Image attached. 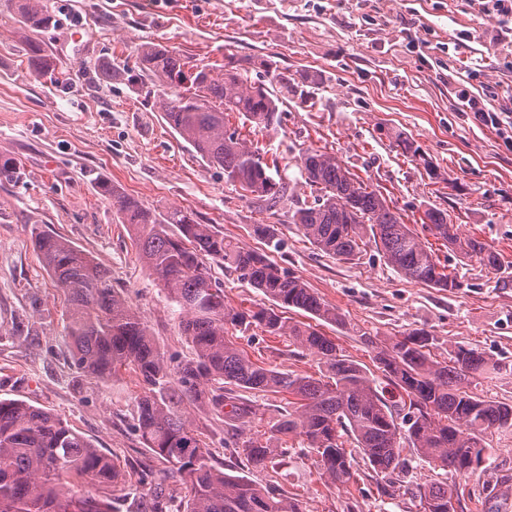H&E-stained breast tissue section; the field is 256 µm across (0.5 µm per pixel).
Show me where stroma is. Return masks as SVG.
I'll return each mask as SVG.
<instances>
[{
    "instance_id": "1",
    "label": "stroma",
    "mask_w": 512,
    "mask_h": 512,
    "mask_svg": "<svg viewBox=\"0 0 512 512\" xmlns=\"http://www.w3.org/2000/svg\"><path fill=\"white\" fill-rule=\"evenodd\" d=\"M45 2L55 22L37 34L20 19L21 0H0V160L19 159L24 169L21 182L0 183L1 399L50 410L127 466H165L133 429L135 377L125 373L102 386L72 366L65 295L34 249L38 226L94 255L167 358L189 355L178 314L98 189L100 177L156 213L191 209L201 223L252 249L265 247L254 225H273L285 247L272 259L336 307L345 323L324 331L368 372L377 365L364 336L421 328L434 336L437 357L464 345L512 361V145L468 120L461 102L467 95L493 111L512 110V15L482 14L476 0ZM36 42L70 72L67 83L35 72ZM151 42L193 64H220L232 53L268 56L289 72L313 74L307 103L283 95L279 127L254 134V141L288 165L292 177L302 151L336 155L393 202L455 272L458 288L402 278L371 243L358 259L337 260L289 224L287 211L266 212L226 185L223 173L167 126L155 80L145 75L133 86L123 79V72L137 70L140 45ZM102 67L118 70V77L101 80ZM392 131L412 137L425 161L397 151ZM427 161L433 173H426ZM430 206L497 250L502 270L490 273L477 259L449 251L420 222ZM235 340L260 364L320 374L287 337L256 328ZM191 413L225 472L246 474L243 457L223 445V416L201 404ZM485 445L492 454L479 469L448 480L458 492L457 512H483L490 491L501 512H512V431L487 435ZM351 455L350 486L328 485L314 456L298 448L271 477L304 512H422L416 486L435 477L427 463L412 459L409 490L389 496L359 450Z\"/></svg>"
}]
</instances>
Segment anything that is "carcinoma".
Instances as JSON below:
<instances>
[{
    "label": "carcinoma",
    "mask_w": 512,
    "mask_h": 512,
    "mask_svg": "<svg viewBox=\"0 0 512 512\" xmlns=\"http://www.w3.org/2000/svg\"><path fill=\"white\" fill-rule=\"evenodd\" d=\"M21 18L34 31H45L54 21L41 0H24ZM32 52L37 72L55 73L56 60L42 54L40 45H33ZM139 60L143 71L157 79L167 124L202 160L221 170L225 184L240 196L261 200L269 210H288L289 223L339 260L361 254L367 232L386 263L404 278L430 288L459 287L448 266L425 249L387 198L335 155L304 152L295 160L299 177L291 179L280 174L278 160L267 161L242 133L244 128L268 131L280 123L279 94L297 90L300 101H306V87L312 84L307 72L291 74L270 59L234 54L224 56L220 70L191 65L160 43L141 45ZM256 69L264 71L271 87L251 80ZM233 114L242 124H230ZM392 139L401 152L422 157L413 140L401 133ZM22 173L16 158L0 163V182H16ZM299 184L309 188L311 200L299 199ZM98 187L113 200L139 259L179 308L192 357L170 365L92 254L60 235L37 230L35 248L67 298L72 364L97 384L112 382L123 370L136 375L142 393L136 399L134 430L143 447L170 467L163 473L141 467L127 471L61 417L22 400L0 399V512H114V501L76 489L85 484L119 491L151 486L150 512H302L299 501L278 482L263 486L217 466L191 416V407L203 402L219 412L230 407L224 423L231 437H242L238 448L250 469L276 470L288 454L283 444L299 437L316 455L322 475L340 485L355 480L345 437L385 479L406 472L408 447L435 469L466 475L488 457L484 435L512 430V404L469 391L471 379L511 374L512 363L463 346L440 360L431 353L434 337L424 329L391 339L368 336L379 370L398 391L391 406L376 380L321 331L319 322L342 325L343 318L303 278L266 252L199 223L188 209L158 215L102 178ZM421 221L458 257H475L491 271L502 269L501 254L478 237L460 234L447 211L429 207ZM214 262L260 291L271 306L226 305L223 285L212 274ZM281 308L297 309L314 323H291ZM254 326L269 336L289 337L301 355L319 361L325 374L314 378L252 361L228 334L231 327L244 334ZM244 392L288 395L287 406L263 439L248 435L257 408ZM169 482L186 493L167 488ZM454 492L441 481L419 486L422 512H456Z\"/></svg>",
    "instance_id": "carcinoma-1"
}]
</instances>
